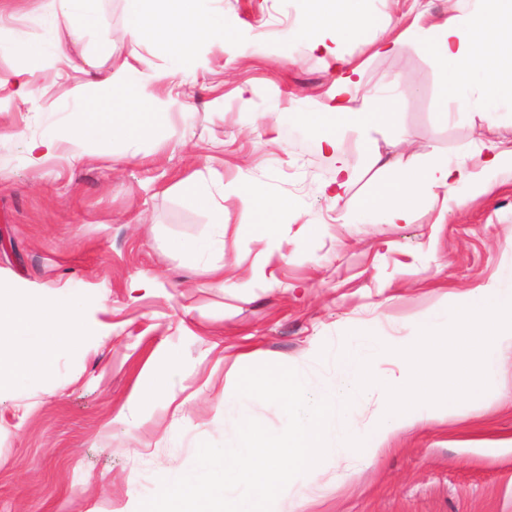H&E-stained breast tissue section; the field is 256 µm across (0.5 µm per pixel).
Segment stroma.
Returning a JSON list of instances; mask_svg holds the SVG:
<instances>
[{"label": "stroma", "mask_w": 512, "mask_h": 512, "mask_svg": "<svg viewBox=\"0 0 512 512\" xmlns=\"http://www.w3.org/2000/svg\"><path fill=\"white\" fill-rule=\"evenodd\" d=\"M47 2L14 0L0 35L39 43L32 17ZM478 6L363 0L371 25L340 36L331 56L298 35L308 0H211L226 35L201 40L179 66L151 37L128 35V0H102L101 26L78 39L56 18L68 58L129 62L173 107L140 139L36 166L27 145L67 127L78 74L44 69L26 100L0 111V286L22 300L79 296L89 327L56 347L50 374L0 391V512H136L161 479L192 468L200 442L234 433L238 414L224 399L243 366L294 367L320 395L340 379L346 332L369 326L391 348L379 372L396 376V350L423 315L476 288L512 287L510 173L464 203L417 201L402 224L362 221L378 187L425 156L479 173L492 146H512V109L494 125L459 109L427 42L403 37ZM383 41L394 50L379 52ZM341 59L357 72L347 96L396 105L339 131L332 154L308 117L335 95ZM342 162L354 176L336 201L324 188ZM189 182L206 188L210 207ZM249 182L284 205L273 236L242 205ZM217 208L223 245L173 249L215 238ZM276 512H512V349L487 392L401 428L374 460L336 452L292 481Z\"/></svg>", "instance_id": "stroma-1"}]
</instances>
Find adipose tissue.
Segmentation results:
<instances>
[{
  "label": "adipose tissue",
  "mask_w": 512,
  "mask_h": 512,
  "mask_svg": "<svg viewBox=\"0 0 512 512\" xmlns=\"http://www.w3.org/2000/svg\"><path fill=\"white\" fill-rule=\"evenodd\" d=\"M128 32L138 39L148 35L165 49H173L176 57L191 56L199 38H214L224 34V22L210 12L208 0H129ZM314 5L303 22L300 33L314 47L328 50L330 41L355 27L369 24L363 13L362 0H313ZM512 24V0H481L479 10L449 16L447 23L433 36L423 30H408L407 38L428 39L437 60L449 72L460 107H478L481 117L494 122L504 103H512V93H488L485 57L473 48V39L492 46L498 55L512 56V37L503 38L502 28ZM17 58L10 76L0 75V97L21 100L29 93L28 78L41 69L61 63L54 28H45L40 45L30 44L23 36H15L8 48ZM98 64L84 59L79 72L84 81L71 89L76 100L86 101L93 89H101L105 106L101 112H79L70 125L28 146L29 160L39 165L55 157L61 146L80 151L89 145H108L114 138L136 139L154 125L155 112H133V100L149 98L146 85L136 77L130 63H121L114 70L87 82L86 77ZM380 115L368 111L356 99L337 97L335 104L312 113L311 126L317 133L323 150L333 152L338 147L334 127L364 128L379 120ZM467 187L475 192L488 190L477 173L466 164L452 163L441 157H427L417 169L408 172L401 181L382 185L370 198L367 215H383L392 224L408 221L413 194L437 196L455 194ZM87 328L81 319V301L73 296L62 305L46 301L16 303L0 293V386H16L38 374H47L52 367V352L63 343L85 335Z\"/></svg>",
  "instance_id": "adipose-tissue-1"
}]
</instances>
